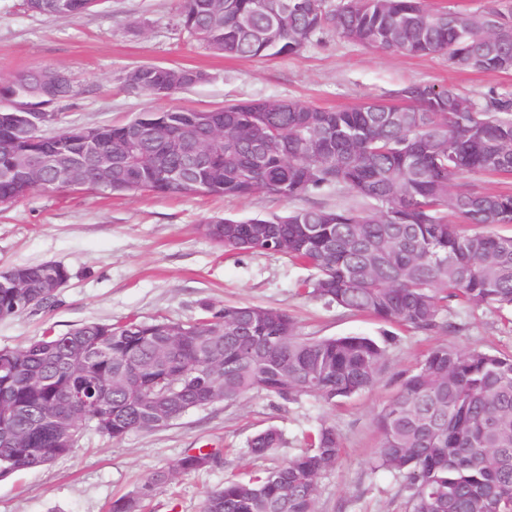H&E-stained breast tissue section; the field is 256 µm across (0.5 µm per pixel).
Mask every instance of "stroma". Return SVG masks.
<instances>
[{"instance_id":"obj_1","label":"stroma","mask_w":512,"mask_h":512,"mask_svg":"<svg viewBox=\"0 0 512 512\" xmlns=\"http://www.w3.org/2000/svg\"><path fill=\"white\" fill-rule=\"evenodd\" d=\"M180 6L181 0H106L81 16L57 17L31 12L25 0H0V79L48 67L70 77L77 94L47 107V133L119 124L171 104L193 110L258 99L332 110L371 101L397 105L399 90L409 83L451 84L477 101L489 93L512 97V72L461 70L444 52H381L331 27L294 55L224 57L187 37L179 26ZM142 63L193 68L206 79L168 99L129 91L124 75ZM291 207L269 193L225 198L79 188L35 190L0 209V269L55 262L69 272L52 307L0 320V347L23 346L49 328L64 334L131 316L188 323L204 306L236 304L288 311L307 336H369L387 349L379 382L331 408L312 398L283 406L253 393L118 441L85 430L69 455L0 479V512H107L113 500L138 490L172 459L212 451L220 466L179 476L147 500L146 512H199L205 494L225 478L247 477L299 453L324 419L335 426L342 454L319 477L317 512H404V477L370 466L379 443L378 413L402 375L435 346L512 352V309L453 306L447 316L461 329L447 335L388 324L308 296L303 283L310 270L287 256L228 255L201 231L208 217L245 220ZM269 426L282 431L283 446L267 458L251 457L250 438Z\"/></svg>"}]
</instances>
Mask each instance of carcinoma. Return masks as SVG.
I'll use <instances>...</instances> for the list:
<instances>
[{
    "label": "carcinoma",
    "instance_id": "1",
    "mask_svg": "<svg viewBox=\"0 0 512 512\" xmlns=\"http://www.w3.org/2000/svg\"><path fill=\"white\" fill-rule=\"evenodd\" d=\"M103 0H27L29 10L76 17ZM484 16L432 10L423 0H347L326 10L325 0H182L187 36L237 58L299 53L333 27L363 46L403 56L448 52L460 69L512 70V9L493 4ZM45 68L14 77L1 92L17 95L32 112L73 98L70 80ZM205 80L179 66L142 64L128 70L133 91L171 94ZM403 106L329 110L296 100H250L215 110L220 137L199 154L206 130L196 111L171 107L142 112L95 128L97 148L112 155V193L245 198L269 193L300 200L343 188L370 204L363 211L296 207L283 215L237 220L216 217L203 231L229 254H282L313 270L308 294L352 312L426 332L448 302L512 308V235L491 231L512 224V191L489 192L451 182L465 174L512 175V98L489 94L479 105L452 86L410 83ZM148 129L136 148L127 132ZM68 131L25 134L0 123V206L35 189L66 185L21 161L62 151ZM178 170L189 185L171 183ZM455 214L462 223L448 221ZM26 289L0 287V319L31 311L30 300L51 305L42 281L61 271L23 264ZM386 368V348L367 336H303L288 312L253 305L204 307L186 324L130 318L86 323L44 336L22 348H0V478L39 469L70 453L93 424L120 440L138 430L167 426L217 401L263 392L282 404L312 397L324 405L373 388ZM85 385L97 403L73 418L63 395ZM54 409L66 420L43 421ZM380 434L371 469L406 479V512H512V354L451 345L433 349L400 381L376 421ZM284 443L270 426L248 442L264 459ZM336 427L322 421L307 448L247 479L227 478L206 494L200 512H316L319 475L340 458ZM220 462L212 452L184 453L153 472L134 495L114 500L110 512H142L143 501L181 474Z\"/></svg>",
    "mask_w": 512,
    "mask_h": 512
}]
</instances>
